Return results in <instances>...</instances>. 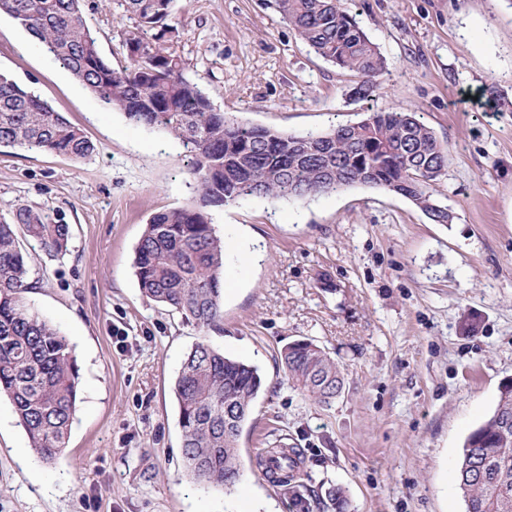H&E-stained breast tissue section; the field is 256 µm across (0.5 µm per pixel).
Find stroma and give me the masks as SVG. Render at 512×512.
<instances>
[{
	"instance_id": "1",
	"label": "stroma",
	"mask_w": 512,
	"mask_h": 512,
	"mask_svg": "<svg viewBox=\"0 0 512 512\" xmlns=\"http://www.w3.org/2000/svg\"><path fill=\"white\" fill-rule=\"evenodd\" d=\"M386 57L371 103L309 50L267 0H177L173 47L229 116L292 135L354 124L368 109L421 113L446 144L429 187L453 215L353 186L303 200L215 207L224 238V330L203 332L142 296L134 252L148 218L191 202L179 140L105 108L11 17L0 73L92 141L74 159L0 147V217L28 206L69 225L65 255L23 249L26 300L68 337L77 412L65 456L40 461L0 397V512H466L457 465L512 380V7L506 0H345ZM101 55L124 65L117 0H83ZM501 101H494L491 90ZM338 362L344 389L320 406L289 382L288 343ZM208 341L257 367L235 490L184 476L173 383ZM269 448H298L295 491L269 479Z\"/></svg>"
}]
</instances>
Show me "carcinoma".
<instances>
[{"label": "carcinoma", "instance_id": "obj_1", "mask_svg": "<svg viewBox=\"0 0 512 512\" xmlns=\"http://www.w3.org/2000/svg\"><path fill=\"white\" fill-rule=\"evenodd\" d=\"M176 0H121L133 25L125 32L127 61L119 69L101 55L81 0H0L106 107L138 125L178 139L188 157L195 197L154 213L143 229L134 268L141 294L204 330L223 321L224 240L209 208L250 197L302 200L349 186L395 192L427 215L438 203L428 188L448 166V147L417 112L372 111L358 123L291 135L226 116L184 75L181 56L146 41L172 29ZM272 6L317 56L360 77L356 100H369L387 74V59L343 0H272ZM0 145L89 157L94 144L64 116L0 74ZM437 214V213H435ZM448 219V214H437ZM50 254L67 251L70 228L28 206L0 219V394L7 396L38 458L53 462L65 448L76 412L77 366L66 336L26 303L32 288L18 232ZM288 380L316 404L338 397L344 378L330 353L310 340L288 345ZM256 367L201 341L174 382L185 477L227 490L239 480L238 444L261 388ZM297 448H273L275 480L288 486L300 463ZM458 486L467 512H512V381L501 385L492 415L466 439Z\"/></svg>", "mask_w": 512, "mask_h": 512}]
</instances>
